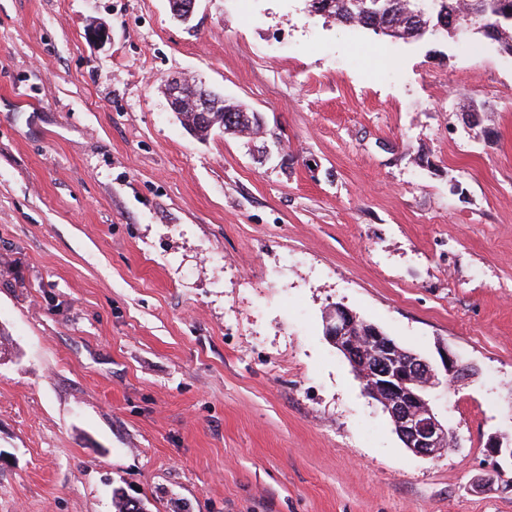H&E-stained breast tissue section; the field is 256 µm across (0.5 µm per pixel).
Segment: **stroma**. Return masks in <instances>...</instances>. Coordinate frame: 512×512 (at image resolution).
<instances>
[{
  "label": "stroma",
  "instance_id": "stroma-1",
  "mask_svg": "<svg viewBox=\"0 0 512 512\" xmlns=\"http://www.w3.org/2000/svg\"><path fill=\"white\" fill-rule=\"evenodd\" d=\"M174 77L266 137H192ZM336 303L476 368L434 400L457 448H404L324 336ZM493 436L512 55L307 0H0V512H512L475 486Z\"/></svg>",
  "mask_w": 512,
  "mask_h": 512
}]
</instances>
